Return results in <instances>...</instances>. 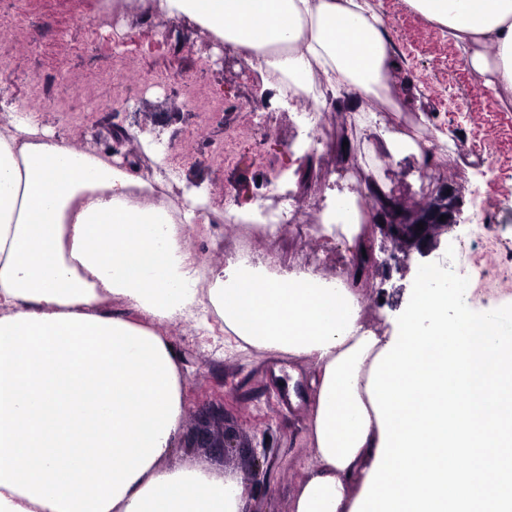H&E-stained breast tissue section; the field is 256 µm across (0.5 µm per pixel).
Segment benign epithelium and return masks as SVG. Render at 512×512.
<instances>
[{"mask_svg": "<svg viewBox=\"0 0 512 512\" xmlns=\"http://www.w3.org/2000/svg\"><path fill=\"white\" fill-rule=\"evenodd\" d=\"M446 220H440L441 216ZM423 224L424 229L417 230V224ZM457 223V210L451 208L427 209L416 217H410L404 208H399L398 213L384 217V220L377 224L380 233L393 241L406 247L416 249L423 257L429 256L437 247L438 241L435 233L440 228H446ZM219 421L224 422V402L212 403L198 414V422L194 432L188 438L186 446L189 448H214L221 453L237 447L236 434L233 430L222 428L214 430L211 424ZM267 449L257 452L250 449L248 459L249 476L245 482V493H250L263 473L264 465L267 463Z\"/></svg>", "mask_w": 512, "mask_h": 512, "instance_id": "benign-epithelium-1", "label": "benign epithelium"}]
</instances>
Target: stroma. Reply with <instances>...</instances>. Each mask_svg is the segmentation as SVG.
<instances>
[{
    "label": "stroma",
    "mask_w": 512,
    "mask_h": 512,
    "mask_svg": "<svg viewBox=\"0 0 512 512\" xmlns=\"http://www.w3.org/2000/svg\"><path fill=\"white\" fill-rule=\"evenodd\" d=\"M382 15L399 68L392 94L399 111L366 120L364 103L349 94L331 100L327 134L312 129L296 102H283L237 51L193 20L150 10V0H0V16L16 10L25 25L7 40L11 64L0 70V127L34 101V89L53 98L73 94V83L95 77L93 101L76 100L75 112L42 108L41 136L104 154L115 137L135 174L175 167L174 197L200 195L210 208L209 224L188 243L209 265H224V207H262L269 189L326 209L336 196L363 194L365 209L381 200L365 196L368 181L383 198L418 211L448 186L459 222L439 232L432 261L446 262L469 279V308L486 312L512 304V93H495L486 77L467 63L473 48L447 28L414 12L407 0H371ZM102 24L92 38L83 19ZM130 58L129 68L111 72L112 53ZM224 102L223 112L206 116L192 107L188 87ZM401 132L435 144L434 165L384 157L381 135ZM447 133L438 142L437 132ZM223 147L216 158L214 147ZM382 265L356 285L363 310L378 332L399 316L394 301L407 298L422 263L417 252L402 253L375 226H368ZM263 260L279 271H299L312 255L324 267L348 268L345 240L286 231L259 247ZM184 377L182 429L190 431L197 410L223 399L229 423L245 442L268 448L266 479L247 499L248 512H290L297 486L315 465L309 439V394L289 391L292 369L310 374L287 356L229 344L221 323L202 330L197 318L164 322ZM298 405H291V396ZM166 465H197L243 478L239 456L178 449Z\"/></svg>",
    "instance_id": "stroma-1"
}]
</instances>
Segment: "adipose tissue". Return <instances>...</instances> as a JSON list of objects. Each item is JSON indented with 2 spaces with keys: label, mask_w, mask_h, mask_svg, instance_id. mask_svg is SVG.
Listing matches in <instances>:
<instances>
[{
  "label": "adipose tissue",
  "mask_w": 512,
  "mask_h": 512,
  "mask_svg": "<svg viewBox=\"0 0 512 512\" xmlns=\"http://www.w3.org/2000/svg\"><path fill=\"white\" fill-rule=\"evenodd\" d=\"M475 48L476 72L512 92V0H407ZM250 54L299 88L358 97L397 67L370 0H151ZM144 198L136 200L133 190ZM149 177L37 135L34 118L0 128V512H241L244 485L200 466H163L183 423L177 354L156 324L200 306L199 265L150 197ZM363 264L369 212L333 204ZM208 298L240 344L313 365L316 466L291 512H352L381 429L371 367L392 341L360 321L348 287L312 274L210 270ZM122 300L129 314L105 311Z\"/></svg>",
  "instance_id": "1"
}]
</instances>
